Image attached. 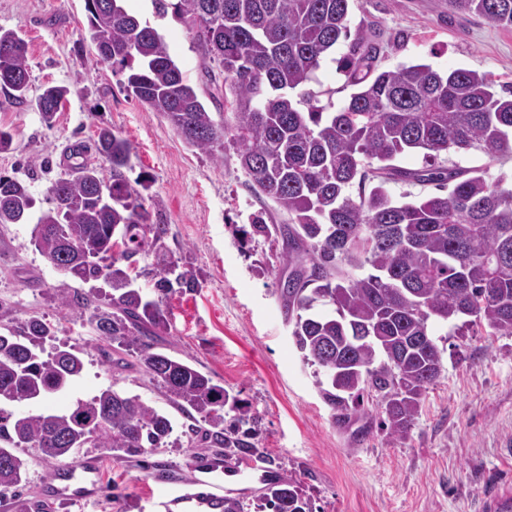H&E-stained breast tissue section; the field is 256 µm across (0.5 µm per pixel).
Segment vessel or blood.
<instances>
[{"label":"vessel or blood","instance_id":"obj_1","mask_svg":"<svg viewBox=\"0 0 512 512\" xmlns=\"http://www.w3.org/2000/svg\"><path fill=\"white\" fill-rule=\"evenodd\" d=\"M97 471L96 460L89 457L80 464L59 469L54 475L52 496L74 501L95 497ZM223 474L222 468L212 466L201 468L196 475L164 480L152 500L154 512H224L231 496L222 485Z\"/></svg>","mask_w":512,"mask_h":512}]
</instances>
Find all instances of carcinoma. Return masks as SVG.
Returning a JSON list of instances; mask_svg holds the SVG:
<instances>
[{"instance_id":"carcinoma-1","label":"carcinoma","mask_w":512,"mask_h":512,"mask_svg":"<svg viewBox=\"0 0 512 512\" xmlns=\"http://www.w3.org/2000/svg\"><path fill=\"white\" fill-rule=\"evenodd\" d=\"M123 0H86L82 40L107 53L101 59L126 74L124 88L163 116L191 147L212 155L233 147L256 194L288 216L266 223L250 216L252 234L282 240L288 274L278 279L292 336L303 357L326 380L319 391L333 416L347 418L371 402L392 439L408 436L425 393L440 377L444 350L433 320H463L490 336H512V188L487 171L434 164L450 151L477 150L491 160L512 157V87L501 95L486 73L427 64L380 70L365 33L350 34V0H155L161 14L195 30L204 58L224 72V121H216L172 58L156 29L129 14ZM493 26H512V0H448ZM352 39L341 67L355 88L342 109L328 112L320 94L289 92L307 86L340 39ZM0 91L28 101L27 43L0 28ZM68 89L46 85L35 97L51 126ZM95 150L112 167L105 183L96 168L55 179L54 207L35 227V244L73 278L112 287L102 306L87 295L61 292L67 305L93 307L99 351L116 342L136 354L139 367L215 457L257 453L256 418L237 396L181 359L154 351L151 337L168 330L164 299L199 287L188 262L163 261L154 274L135 257L159 245L166 224L149 223L143 194L126 179L131 144L101 128ZM418 150L433 161L418 170L395 164ZM391 182L432 184L438 193L402 201ZM358 185L352 195L349 188ZM35 201L29 186L0 175V224L26 220ZM117 232L122 251H111ZM373 272L360 273L365 266ZM152 276L154 297L132 287ZM53 327L31 318L0 332V403H22L58 393L81 377L83 359L72 348L45 354ZM117 457L160 448L173 433L170 418L109 386L60 412L13 416L0 412V492L22 486L24 461L16 448L56 459L81 451L87 434ZM258 512H312L298 479L266 483Z\"/></svg>"}]
</instances>
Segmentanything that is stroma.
<instances>
[{"mask_svg": "<svg viewBox=\"0 0 512 512\" xmlns=\"http://www.w3.org/2000/svg\"><path fill=\"white\" fill-rule=\"evenodd\" d=\"M125 5L159 32L206 109L223 120L224 74L204 60L194 30L173 13L159 14L155 0ZM348 19L350 29L371 32L380 69L465 67L512 83V27L449 10L448 0H351ZM86 25L85 0H0V28L27 42L32 93L48 83L70 90L50 127L28 105L0 95V130L12 136L10 149L0 151V175L27 182L35 198L26 223L0 224V328L40 318L55 330L46 351L75 347L84 362L73 388L8 410L59 411L112 385L167 413L175 427L167 445L139 456L120 459L110 449L88 448L100 465V492L88 501L62 504L46 496L55 461L20 449L28 480L21 496H0V512L36 502L41 512H152L159 477L190 475L204 451L188 441L182 415L137 364L103 363L90 311L59 299L68 290L100 302L109 285L70 278L34 242L38 219L52 206L47 189L68 171L72 146H82L83 161L111 181L110 164L94 148L101 127L131 143L126 175L146 183L151 223L168 227L164 252L190 261L200 275L195 291L168 298L170 327L156 347L223 384L255 417L257 468L295 474L313 512H494L512 495V336L437 328L443 371L405 439L388 438L373 414L333 420L276 287L282 245L251 233L252 214L267 212L277 224L284 214L254 196L232 148L220 160L195 151L165 118L128 95L123 74L82 42ZM348 50V40H340L335 60L322 64L312 84L322 104L335 110L352 92L338 64Z\"/></svg>", "mask_w": 512, "mask_h": 512, "instance_id": "1", "label": "stroma"}]
</instances>
